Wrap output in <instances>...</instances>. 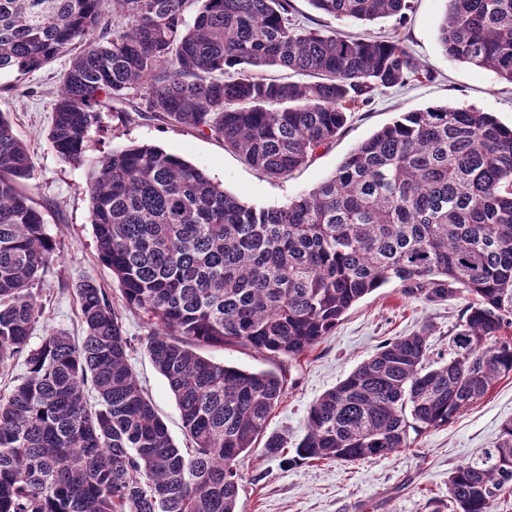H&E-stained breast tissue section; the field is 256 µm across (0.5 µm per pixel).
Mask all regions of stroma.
Here are the masks:
<instances>
[{
  "mask_svg": "<svg viewBox=\"0 0 512 512\" xmlns=\"http://www.w3.org/2000/svg\"><path fill=\"white\" fill-rule=\"evenodd\" d=\"M292 3L297 18L312 28L324 24L356 35L395 36L432 78L376 95L370 107L352 113L341 136L321 147L305 167L282 179L249 167L237 154L190 127L147 118L127 121L119 103L102 112L99 125L89 132L82 162L62 161L48 133L68 57L25 76L0 74V112L8 116L26 144L34 166L26 191L57 247V257L43 277L46 310L34 326L32 343H39L51 329L81 337L73 290L80 280H95L107 290L113 305L122 308L120 287L98 257L90 224L91 170L113 150L133 143L157 146L192 162L242 201L271 207L314 189L354 146L404 112L449 103L493 113L501 124L512 127V85L451 60L440 45L438 26L444 0H411L404 19L387 18L368 25L322 15L309 0ZM467 303L462 293L444 300L407 296L399 283L391 282L355 304L331 335L301 358L262 356L239 346L213 349L209 355L248 371L283 375L285 392L269 418L268 429L281 434L292 448L307 432L310 405L367 360L382 342L422 333L428 338L432 359L447 357L448 342ZM123 323L133 341L131 365L141 387L175 442L187 447L175 400L145 349L148 330L142 315L124 311ZM508 420H512L510 375L499 379L483 399L461 411L448 426L412 436L409 448L388 458L352 464L312 461L287 468L267 457L258 445L238 464L240 503L243 512H432L436 507L446 512L449 472L492 447Z\"/></svg>",
  "mask_w": 512,
  "mask_h": 512,
  "instance_id": "stroma-1",
  "label": "stroma"
}]
</instances>
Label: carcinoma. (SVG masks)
<instances>
[{"mask_svg":"<svg viewBox=\"0 0 512 512\" xmlns=\"http://www.w3.org/2000/svg\"><path fill=\"white\" fill-rule=\"evenodd\" d=\"M321 14L402 18L410 0H309ZM290 0H0V73L70 56L48 138L77 161L109 103L189 126L280 179L307 165L378 90L429 78L399 40L301 27ZM193 12L186 23L185 15ZM454 61L512 84V0H446ZM259 67L284 76H259ZM26 145L0 113V512H240L236 461L264 440L286 467L388 458L444 427L512 374V129L443 104L401 114L312 191L257 208L150 145L103 156L91 175L100 260L150 329L191 447L180 448L136 382L121 311L75 284L84 336L49 330L38 291L55 255L22 190ZM398 282L409 295L467 293L448 360L395 337L324 392L294 455L267 432L284 383L197 352L240 346L298 358L356 303ZM97 393L88 404L87 386ZM512 490V422L448 477L449 512H495Z\"/></svg>","mask_w":512,"mask_h":512,"instance_id":"1","label":"carcinoma"}]
</instances>
